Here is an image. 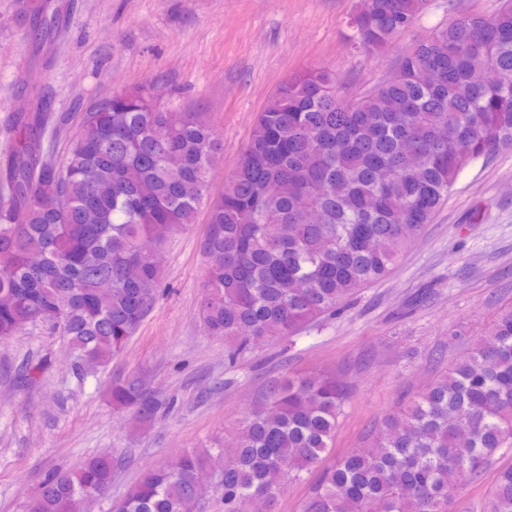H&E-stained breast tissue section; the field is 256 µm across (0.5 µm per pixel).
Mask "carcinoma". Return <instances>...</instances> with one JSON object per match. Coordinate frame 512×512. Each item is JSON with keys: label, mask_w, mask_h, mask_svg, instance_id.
I'll use <instances>...</instances> for the list:
<instances>
[{"label": "carcinoma", "mask_w": 512, "mask_h": 512, "mask_svg": "<svg viewBox=\"0 0 512 512\" xmlns=\"http://www.w3.org/2000/svg\"><path fill=\"white\" fill-rule=\"evenodd\" d=\"M426 2L361 0L350 41L389 51ZM485 66L497 82L482 80ZM67 121L44 108L12 114L17 139L0 161V342L41 323L92 367L107 364L155 303L167 240L206 202L199 313L232 362L336 314L389 273L466 167L512 150V0L405 48L389 77L354 100L328 69L288 77L212 200L223 145L208 113L168 107L145 86L114 93L86 107L60 163L44 142ZM111 396L140 423L164 406L136 380ZM347 398L334 376L276 382L224 447L145 473L112 512H204L196 476L218 457L207 495L220 512H246L255 498L276 512L288 485L330 454ZM502 448H512V308L328 465L302 512H456L460 486ZM117 465L98 454L48 474L30 512H90ZM484 512H512V467Z\"/></svg>", "instance_id": "obj_1"}]
</instances>
